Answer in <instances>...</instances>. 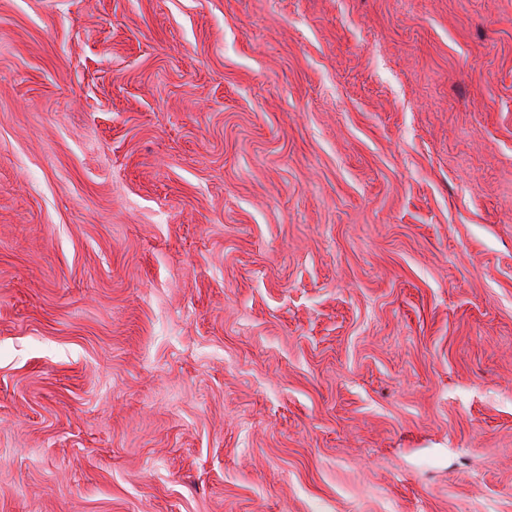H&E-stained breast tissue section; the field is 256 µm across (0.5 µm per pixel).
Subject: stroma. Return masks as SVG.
Wrapping results in <instances>:
<instances>
[{
  "label": "stroma",
  "instance_id": "35a3bbf8",
  "mask_svg": "<svg viewBox=\"0 0 512 512\" xmlns=\"http://www.w3.org/2000/svg\"><path fill=\"white\" fill-rule=\"evenodd\" d=\"M0 512H512V0H0Z\"/></svg>",
  "mask_w": 512,
  "mask_h": 512
}]
</instances>
